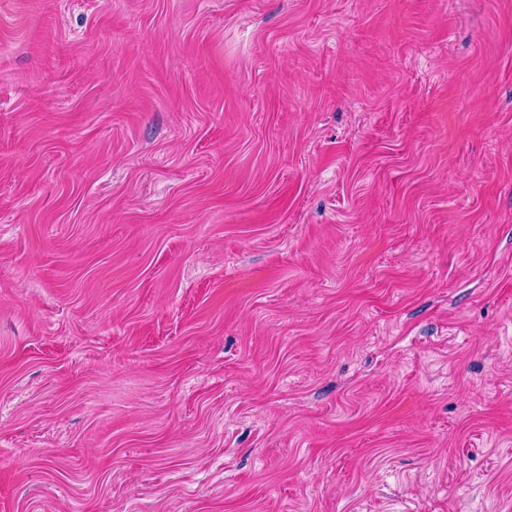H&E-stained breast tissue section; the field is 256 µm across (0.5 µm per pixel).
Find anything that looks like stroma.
<instances>
[{
	"instance_id": "stroma-1",
	"label": "stroma",
	"mask_w": 512,
	"mask_h": 512,
	"mask_svg": "<svg viewBox=\"0 0 512 512\" xmlns=\"http://www.w3.org/2000/svg\"><path fill=\"white\" fill-rule=\"evenodd\" d=\"M0 512H512V0H0Z\"/></svg>"
}]
</instances>
